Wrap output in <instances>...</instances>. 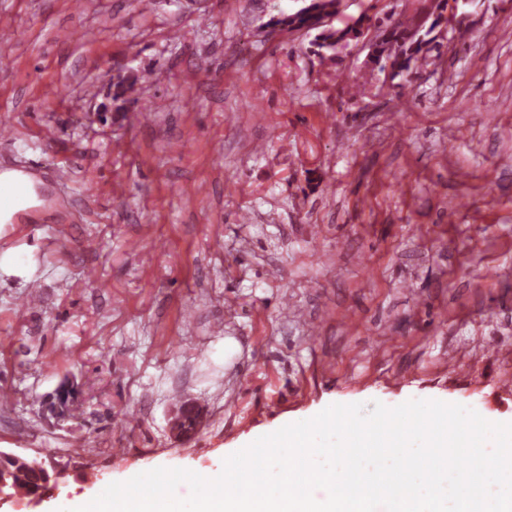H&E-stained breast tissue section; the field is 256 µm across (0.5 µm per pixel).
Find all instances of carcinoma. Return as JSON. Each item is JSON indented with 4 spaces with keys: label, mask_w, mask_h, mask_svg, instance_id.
I'll use <instances>...</instances> for the list:
<instances>
[{
    "label": "carcinoma",
    "mask_w": 512,
    "mask_h": 512,
    "mask_svg": "<svg viewBox=\"0 0 512 512\" xmlns=\"http://www.w3.org/2000/svg\"><path fill=\"white\" fill-rule=\"evenodd\" d=\"M305 5L291 14L280 13L271 16L262 27L278 33L313 31L311 45L319 50L336 51L367 36L366 17L361 16L351 23L337 28L333 17L339 13L341 0H304ZM444 7L437 6L429 23L412 18L396 21L377 29L369 45V61L380 70L390 69L394 76L410 75L418 62L429 51L432 39L428 38L435 29L448 22ZM176 428L182 434L195 432L193 409L184 407L178 416ZM48 481L44 463L29 457L15 456L0 459V491L18 494L37 489Z\"/></svg>",
    "instance_id": "1"
}]
</instances>
